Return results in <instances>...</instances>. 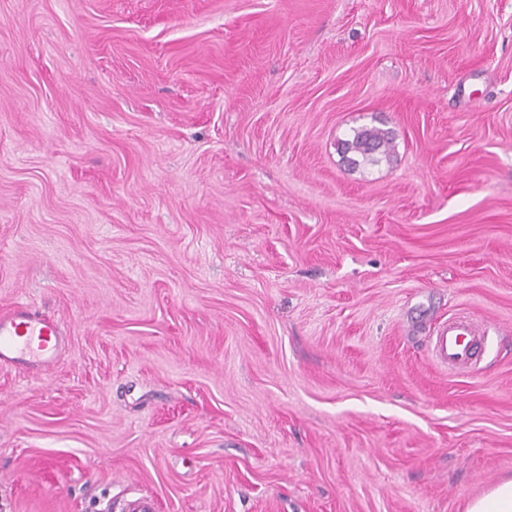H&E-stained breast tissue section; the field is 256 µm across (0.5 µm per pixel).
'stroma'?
I'll list each match as a JSON object with an SVG mask.
<instances>
[{
  "mask_svg": "<svg viewBox=\"0 0 512 512\" xmlns=\"http://www.w3.org/2000/svg\"><path fill=\"white\" fill-rule=\"evenodd\" d=\"M20 302L63 348L0 365V512H466L512 478V0H0ZM395 145L389 131L377 127H361L353 130L351 138L338 143L342 159L352 167L373 165L389 158ZM483 335L480 323L459 316L448 320V324H444L435 336L433 352L445 367L467 371L475 361V348L481 343Z\"/></svg>",
  "mask_w": 512,
  "mask_h": 512,
  "instance_id": "stroma-1",
  "label": "stroma"
}]
</instances>
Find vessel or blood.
<instances>
[{
    "instance_id": "obj_1",
    "label": "vessel or blood",
    "mask_w": 512,
    "mask_h": 512,
    "mask_svg": "<svg viewBox=\"0 0 512 512\" xmlns=\"http://www.w3.org/2000/svg\"><path fill=\"white\" fill-rule=\"evenodd\" d=\"M480 323L464 317L449 320L434 338L433 352L442 365L469 370L483 339ZM63 344L57 323L24 304L0 315V364L51 365Z\"/></svg>"
}]
</instances>
